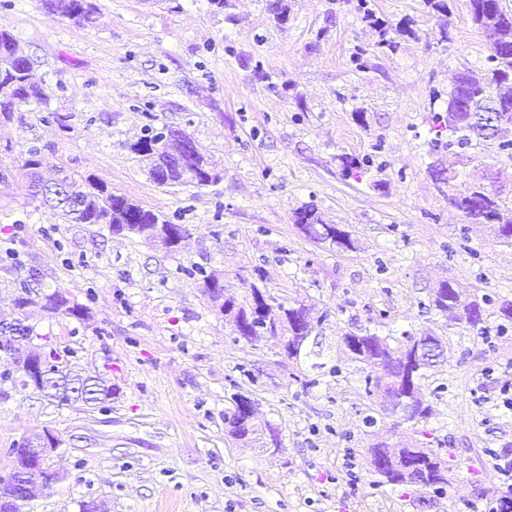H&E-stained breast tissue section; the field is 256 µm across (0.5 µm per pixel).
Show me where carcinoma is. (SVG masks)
Here are the masks:
<instances>
[{
  "label": "carcinoma",
  "mask_w": 512,
  "mask_h": 512,
  "mask_svg": "<svg viewBox=\"0 0 512 512\" xmlns=\"http://www.w3.org/2000/svg\"><path fill=\"white\" fill-rule=\"evenodd\" d=\"M49 10L57 12L78 23H91L94 20V10L89 0H42ZM469 12L473 23L494 33L495 39L490 46L488 60L490 68L481 80L472 78L466 72L456 76L453 88L448 94L445 112L434 115L437 126L448 131V143L445 147L466 148L473 141L481 138L478 128L472 125L468 116L471 112H483L493 107L506 115L512 122V12L503 6L502 0H468ZM267 11L280 24L288 21L290 6L288 0H268ZM410 35L418 38V34L410 27L394 29V35L389 30H381V40L378 46L390 51L396 50V38ZM49 101L48 87L37 84L31 77V66L26 62V56L20 54L14 37L5 31H0V121L13 120L15 112L21 105L32 103L47 105ZM146 120L144 135L130 146L132 152L144 157L150 162L149 177L161 187L173 188L187 183L206 186L221 178L216 166L205 159L200 153L195 157L180 163V160L192 144L191 138L181 129H158L151 125L150 113H143ZM16 169L31 183L41 179V171L48 164V159L42 153V147L31 142L19 150ZM69 179V188L76 197L79 208L59 209L61 217L67 224H137L141 227L160 224L162 229L172 228L176 231L187 232L186 225L177 224L178 215L171 217L152 210H147L131 199L115 194L106 184L77 171L65 172ZM452 204L462 212L472 224H495L498 235L506 244L512 245V209L501 207L499 191L486 186L478 189L471 186L450 196ZM297 224H321L323 220L314 205H306L295 212ZM190 276H200L203 291L214 300H223L220 310L232 317L233 326H238L240 319L250 312L251 306L238 305L232 299H222L215 293L214 286L220 275L209 273L197 266L185 268ZM491 302L488 296L481 299L464 302L460 296L452 292L451 283H441L433 294V306L441 314L454 312L458 319L472 328L484 323L483 305ZM266 316L269 317L270 330L268 337L278 340L283 345L288 341V333L309 335L312 330L310 308L303 304L285 306L282 303L264 304ZM359 347L349 349L352 359L365 365L369 372L366 384L390 396L402 394L411 395L412 412L405 421L427 417L431 413L430 405L425 403L420 392V380L425 371L414 375L413 386L408 388L401 377L403 359L409 351V345L415 339L411 333L405 334L403 341L393 346L388 339L369 331L355 335ZM112 396L109 388H82V401L88 404H100ZM378 456L387 458H408L410 449L390 448L383 444L372 446L370 458ZM420 457L429 470V480L426 485L440 487L448 483V467L441 457L428 448L420 449ZM374 474H380L379 484H410L419 485V476L412 473L404 476L391 468L383 473L378 468H371Z\"/></svg>",
  "instance_id": "1"
}]
</instances>
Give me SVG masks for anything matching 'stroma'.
<instances>
[{
  "label": "stroma",
  "instance_id": "obj_1",
  "mask_svg": "<svg viewBox=\"0 0 512 512\" xmlns=\"http://www.w3.org/2000/svg\"><path fill=\"white\" fill-rule=\"evenodd\" d=\"M93 3L83 25L41 0L0 8V30L50 89L49 109L74 115L65 135L21 110L0 123V146L54 145L45 178L62 168L94 176L180 214L189 235L171 250L64 223L22 178L0 191V320H23L39 351L113 386L93 407L0 380V477L27 434L48 428L62 441L48 459L59 481L23 512H491L512 487L501 461L512 450V322L497 313L512 300V246L450 208L429 173L455 157L462 190L500 172L512 206V156L496 142L452 154L431 146L454 75L488 66L491 38L467 0H448L443 16L422 0H290L283 25L266 0H231L227 11L208 0ZM405 22L417 38L379 48L381 26ZM147 111L155 126L188 133L220 180L156 185L130 150ZM342 155L364 159L359 173L343 171ZM308 203L350 233L353 250L294 223ZM192 265L220 273L236 303L254 285L310 307L300 360L238 338L186 275ZM445 280L491 296L485 330L431 310ZM23 284L86 313L18 309ZM365 328L443 337L447 352L421 385L431 416L404 422L368 394L342 342ZM238 396L254 402L262 443L229 434ZM377 443L432 449L449 465L447 486L376 485Z\"/></svg>",
  "mask_w": 512,
  "mask_h": 512
}]
</instances>
